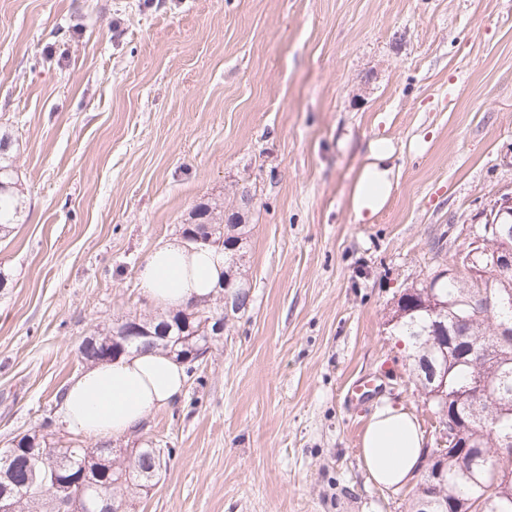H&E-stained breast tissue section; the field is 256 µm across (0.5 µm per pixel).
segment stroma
I'll return each instance as SVG.
<instances>
[{"label":"stroma","mask_w":512,"mask_h":512,"mask_svg":"<svg viewBox=\"0 0 512 512\" xmlns=\"http://www.w3.org/2000/svg\"><path fill=\"white\" fill-rule=\"evenodd\" d=\"M0 448L50 423L86 336L159 315L138 270L199 203L255 204L250 304L181 401L122 440L173 456L134 512H410L360 461L375 406L437 421L391 321L512 191V0H0ZM390 190L356 207L369 146ZM374 380L362 403L351 383ZM0 159V183L9 185L6 191H1L0 189V238H4L12 231V224L18 223L22 203L20 198H16L18 196V188L16 187L17 182L14 180L11 165L6 160L2 162V157Z\"/></svg>","instance_id":"35a3bbf8"}]
</instances>
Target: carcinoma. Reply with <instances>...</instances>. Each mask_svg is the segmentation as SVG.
<instances>
[{
  "label": "carcinoma",
  "instance_id": "carcinoma-1",
  "mask_svg": "<svg viewBox=\"0 0 512 512\" xmlns=\"http://www.w3.org/2000/svg\"><path fill=\"white\" fill-rule=\"evenodd\" d=\"M0 183L9 185L7 190H0V238H4L10 234L12 225L18 223L22 209L17 182L14 180L11 165L6 161H0ZM190 220L193 224L210 226L219 235H227L224 249L229 251L226 255L228 270L224 274V282L239 283L244 280L238 267L242 254L233 250V242L242 240V236L247 234V213L237 212L226 219L223 212L215 211L208 204H200L191 211ZM488 282L491 298L494 299L499 292L512 289V272L491 271ZM468 288L469 280L459 276L443 282L436 292L442 302L446 303L461 297ZM425 292L426 288L422 285L405 296L404 304L410 314L399 323V330L409 337L415 348L412 374L415 382L421 384L426 400L432 403L434 414H439L440 407L447 404V399H461L477 378L495 382L506 375L512 383V338L503 343L495 341L485 320L473 317L463 323L460 329L470 339L493 346V356L476 363L461 362L454 356L446 357L443 345L448 341V310H441L437 316L422 308ZM144 327L156 337H168L169 342L176 346L177 358L182 360L195 357L198 345L209 333V330L202 327L201 319L189 318L185 309L170 312L157 321L146 318ZM119 347L118 331L111 326L98 335L95 347H81L79 353L82 361L96 363L112 355ZM426 357L433 362L448 360V378L445 389L441 392L422 382V377L426 376L423 366V359ZM489 406L498 414V423L487 429L478 426L473 433L479 435L489 456L494 459L496 468L487 470L476 466L470 473L465 474L454 456L443 452L441 464L446 483L438 488L427 481L420 484L412 504L414 512H450V489L465 499L492 500V512H512V455L499 454L496 451L500 437L512 436V394L505 399L496 396L489 401ZM39 439L47 449L42 457L13 455L0 450V486L15 491L19 500L18 512H71L69 503L58 500L49 492L55 473L63 467L81 474L84 483L107 482L109 501L105 503V507L110 509L113 504L126 501L123 489L133 486L138 491H143L151 469L161 462L169 463V458L172 457V449L161 447V440L148 439L145 447L133 449L129 476L123 477L119 471L106 468L107 459L103 445L98 448H59L47 422L39 431Z\"/></svg>",
  "mask_w": 512,
  "mask_h": 512
}]
</instances>
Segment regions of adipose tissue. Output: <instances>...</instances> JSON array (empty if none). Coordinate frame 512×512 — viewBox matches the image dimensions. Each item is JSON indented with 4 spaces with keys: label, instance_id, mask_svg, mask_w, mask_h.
<instances>
[{
    "label": "adipose tissue",
    "instance_id": "ef3b65f1",
    "mask_svg": "<svg viewBox=\"0 0 512 512\" xmlns=\"http://www.w3.org/2000/svg\"><path fill=\"white\" fill-rule=\"evenodd\" d=\"M393 150L372 147L356 187V199L382 198L390 188L385 162ZM224 253L175 238L159 246L141 265L144 299L167 310L212 300L224 286ZM185 366L162 351H130L109 362L90 364L65 390L59 420L72 433L94 441L121 440L140 428L155 410L173 403L185 386ZM425 441L415 416L404 406L383 404L371 415L361 441V460L369 480L399 487L418 476Z\"/></svg>",
    "mask_w": 512,
    "mask_h": 512
}]
</instances>
